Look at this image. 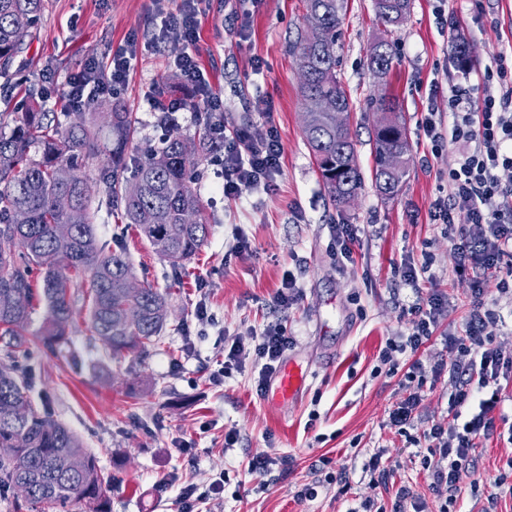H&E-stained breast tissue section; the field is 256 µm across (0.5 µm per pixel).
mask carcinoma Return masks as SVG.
<instances>
[{"mask_svg":"<svg viewBox=\"0 0 512 512\" xmlns=\"http://www.w3.org/2000/svg\"><path fill=\"white\" fill-rule=\"evenodd\" d=\"M411 0H373L376 20L391 32L409 13ZM44 0H0V76L10 78L22 52L18 26L31 29L39 22ZM347 0H306L305 24L319 37H302L293 46L303 100L330 95L347 112L352 100L340 77L336 45ZM453 58L460 69L474 65L462 33L453 38ZM394 52L387 40L368 56V66L381 79L392 68ZM376 111L390 112L374 127V180L381 197L391 199L402 189L406 164L393 168L387 154L403 158L409 143L403 132H385L401 123L399 104L386 95L373 101ZM110 137H98V117L76 113L19 112L9 132L0 131V341L21 349L32 302L41 296L48 307L42 327L43 343L51 348L66 336L73 315L71 288H85L92 332L112 352L145 353L155 344L168 316L167 294L149 285L136 295L127 291L132 266L123 246L99 247L89 215V203L102 193L120 202L121 222L136 229L174 271L185 267L205 244L210 216L192 187L196 151L186 152L187 140L166 135L148 145L135 159L127 147L135 133L131 113L108 111ZM305 141L335 207L342 208L361 189L350 128H338L324 113H302ZM102 158L101 176L86 174L89 161ZM133 168L132 177L120 171ZM61 168L69 181L57 179ZM60 224L74 225L68 238L57 234ZM43 269L42 284L31 277L32 266ZM41 288L38 293L35 288ZM68 455L74 467L59 472L54 460ZM112 476L99 466L75 433L40 411L30 400L16 367H0V490L14 494L15 512L41 508L69 512L74 502L85 512H110L105 496Z\"/></svg>","mask_w":512,"mask_h":512,"instance_id":"cac0c4a2","label":"carcinoma"}]
</instances>
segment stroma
Wrapping results in <instances>:
<instances>
[{
  "mask_svg": "<svg viewBox=\"0 0 512 512\" xmlns=\"http://www.w3.org/2000/svg\"><path fill=\"white\" fill-rule=\"evenodd\" d=\"M205 8L198 63L224 103L227 130H262L264 120L253 105L272 102L283 146V171L274 190L224 196L210 155H201L193 187L213 222L199 254L177 275L135 229L120 232L119 205L93 200L90 214L100 244H125L138 280L170 290L164 329L147 353H112L91 334L88 304L76 288L66 340L53 351L42 345L48 310L44 302L34 303L25 330L27 351L0 342V366L18 365L35 406L78 433L111 473L105 491L111 512H181L187 480L203 493L220 472L224 490L211 500L212 512H348L370 495L394 498L363 478L362 468L379 446L387 450L396 485L411 486L427 512H436L438 499L421 465L427 450L414 439L446 418L454 383L445 375L428 376L413 435L405 437L386 425L404 391L399 377L378 373V353L387 340L407 334L417 297L438 293L447 298L449 315L435 340L416 355L400 357L404 364L416 358L432 367L441 336L461 333L470 310V284L454 272L446 227L430 219L436 200L448 192V171L459 153L445 143L432 146L422 122L428 95L447 113L454 86L476 84L499 53L512 52V0H412L389 36L397 54L383 79L367 67L371 46L384 36L372 0H348L337 53L354 103L350 129L364 184L341 209L324 189L303 134L304 101L291 46L307 31L305 0H260L247 16L239 0H207ZM442 13L448 18L444 27ZM160 26L152 0H44L41 19L15 60L21 83L0 77V120L10 121L24 103L37 112L67 111L62 89L87 60L97 59L100 70L109 72L113 49L133 36L152 37ZM459 31L474 55L467 71L452 58L451 41ZM168 53L165 46L143 52L117 96L137 129L129 156L140 155L163 133L147 105L148 93L185 103L177 131L186 138L199 132L197 97L177 81ZM384 93L397 98L410 143L406 181L386 201L372 178L378 114L370 105ZM335 224L354 225L358 235L354 259L343 266L332 254ZM240 235L252 248L244 260L233 250ZM409 262L428 267L420 290L402 279ZM288 272L298 299L284 309L272 297ZM202 303L212 316L207 324L196 316ZM272 322L282 324L291 339L286 358L308 374L299 397L276 402L258 394L259 367L251 360L224 383H210L225 339L262 331ZM500 397L497 411L505 420L490 439L479 440L475 473L460 485L458 512H484L491 496L498 499V512H512V379L502 382ZM231 431L240 439L228 449L224 436ZM260 454L288 456L292 463L261 478L249 475V459ZM323 456L329 465L312 472ZM344 468L345 486L337 479ZM311 482L317 498L297 500V491Z\"/></svg>",
  "mask_w": 512,
  "mask_h": 512,
  "instance_id": "1",
  "label": "stroma"
}]
</instances>
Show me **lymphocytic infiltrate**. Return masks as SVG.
<instances>
[{
	"label": "lymphocytic infiltrate",
	"instance_id": "obj_1",
	"mask_svg": "<svg viewBox=\"0 0 512 512\" xmlns=\"http://www.w3.org/2000/svg\"><path fill=\"white\" fill-rule=\"evenodd\" d=\"M201 2L182 0L179 15L163 16L160 38L174 45V68L183 83L198 91L205 111L220 112L224 104L211 93L192 51ZM138 54L139 43L131 38L113 51L109 76H102L97 63H90L68 85L70 105L81 109L99 97L117 95L127 84ZM448 109L450 130H443L437 111H428L423 121V132L432 143L448 139L463 148L455 168L448 172V195L437 201L432 221L455 229V271L469 278L472 305L462 335L443 336L447 357L433 368L434 374H448L455 383L447 419L432 423L424 433L427 453L422 467L441 499L439 512H452L461 482L473 475L476 441L495 429L493 412L500 402L496 390L501 380L512 378V354L503 352L494 339L501 316L484 300L489 278L499 277L501 291L512 288L500 277L504 260L512 257V188L503 186L500 177L501 172L512 170V64L506 55L498 56L478 84L457 86L448 98ZM210 138L224 145L216 175L226 196L273 190L282 174L283 154L275 126L258 134L249 127L229 132L216 122L210 128ZM461 214L466 221L460 225L456 218ZM447 313V304L436 294L413 305L405 340L387 342L379 352L385 374L400 371L399 355L418 351L429 342ZM289 345L290 339L278 323L267 325L258 334L235 337L225 344L224 363L211 379L222 382L253 358L261 363L257 389L265 391ZM404 373L406 395L388 415L389 425L401 433L412 426L422 401L423 365L412 361ZM466 407L471 410L467 416L462 413ZM383 455L380 449L371 454L365 475L371 487H394L392 505L368 497L350 512H421L410 486H393L392 475L382 464Z\"/></svg>",
	"mask_w": 512,
	"mask_h": 512
}]
</instances>
